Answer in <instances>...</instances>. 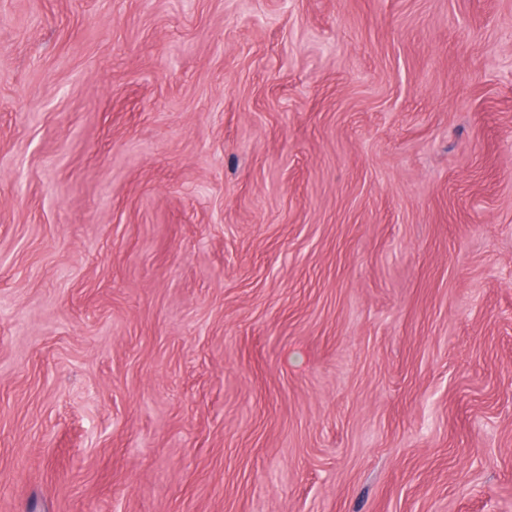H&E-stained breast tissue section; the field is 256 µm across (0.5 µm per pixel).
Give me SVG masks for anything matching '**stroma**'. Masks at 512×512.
I'll list each match as a JSON object with an SVG mask.
<instances>
[{"label":"stroma","instance_id":"35a3bbf8","mask_svg":"<svg viewBox=\"0 0 512 512\" xmlns=\"http://www.w3.org/2000/svg\"><path fill=\"white\" fill-rule=\"evenodd\" d=\"M0 512H512V0H0Z\"/></svg>","mask_w":512,"mask_h":512}]
</instances>
